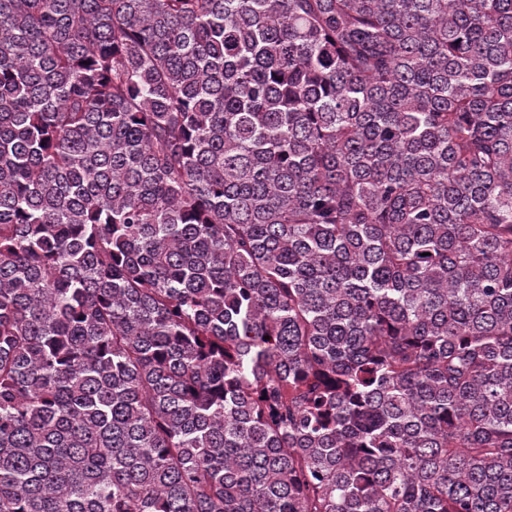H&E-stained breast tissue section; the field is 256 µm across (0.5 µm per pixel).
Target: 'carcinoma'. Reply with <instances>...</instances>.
Listing matches in <instances>:
<instances>
[{"label":"carcinoma","instance_id":"1","mask_svg":"<svg viewBox=\"0 0 512 512\" xmlns=\"http://www.w3.org/2000/svg\"><path fill=\"white\" fill-rule=\"evenodd\" d=\"M0 512H512V0H0Z\"/></svg>","mask_w":512,"mask_h":512}]
</instances>
